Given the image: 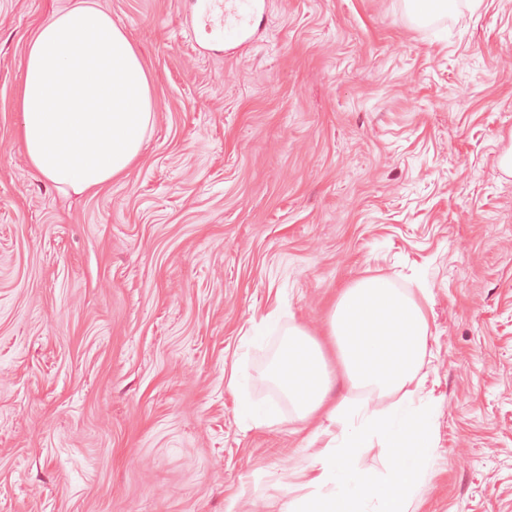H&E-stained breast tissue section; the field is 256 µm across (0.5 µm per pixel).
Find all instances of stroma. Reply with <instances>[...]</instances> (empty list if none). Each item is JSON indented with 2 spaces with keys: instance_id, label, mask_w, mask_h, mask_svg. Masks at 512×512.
<instances>
[{
  "instance_id": "35a3bbf8",
  "label": "stroma",
  "mask_w": 512,
  "mask_h": 512,
  "mask_svg": "<svg viewBox=\"0 0 512 512\" xmlns=\"http://www.w3.org/2000/svg\"><path fill=\"white\" fill-rule=\"evenodd\" d=\"M97 3L154 109L129 176L77 195L30 169L14 107L71 0H0V512H286L328 439L275 352L375 275L429 299L439 457L416 512H512V0L424 22L265 0L231 50L180 0Z\"/></svg>"
}]
</instances>
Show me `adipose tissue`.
I'll return each mask as SVG.
<instances>
[{"mask_svg":"<svg viewBox=\"0 0 512 512\" xmlns=\"http://www.w3.org/2000/svg\"><path fill=\"white\" fill-rule=\"evenodd\" d=\"M17 135L30 167L63 191L92 193L140 160L152 121L138 48L94 0H75L41 26L21 64ZM423 304L385 277L359 279L332 306L324 339L299 327L271 369L298 419L330 451L303 475L310 492L289 512H410L438 458L431 410L412 386L426 354ZM349 387L397 402L382 411L330 404L333 370ZM377 452L379 465L366 464Z\"/></svg>","mask_w":512,"mask_h":512,"instance_id":"adipose-tissue-1","label":"adipose tissue"}]
</instances>
